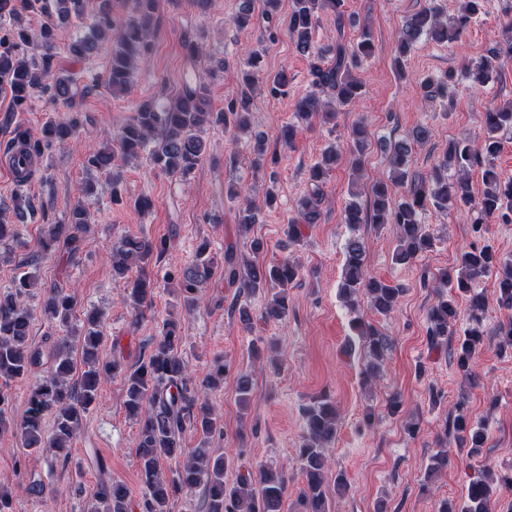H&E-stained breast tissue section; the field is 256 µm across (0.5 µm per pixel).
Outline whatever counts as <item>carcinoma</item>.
Instances as JSON below:
<instances>
[{
    "instance_id": "cac0c4a2",
    "label": "carcinoma",
    "mask_w": 512,
    "mask_h": 512,
    "mask_svg": "<svg viewBox=\"0 0 512 512\" xmlns=\"http://www.w3.org/2000/svg\"><path fill=\"white\" fill-rule=\"evenodd\" d=\"M457 13L447 16L438 3L412 15L398 32L395 59L399 74H405L402 58L423 39L449 44L459 40L473 19L482 13L486 0H459ZM281 0H239L232 23L244 29L256 17L264 21L260 39L273 41L281 29H286L297 52L309 62L310 90L295 106V121L280 129V140L294 141L299 126L315 119L333 121L338 110L358 102L363 83L357 70L372 56L374 43L367 31H362L353 42L343 39L344 25L356 26L352 16L345 15L344 0H292L288 16L280 15ZM159 0H134V10L126 19L115 14V0H0V87L9 90L15 105L23 109L38 94H45L65 109L61 116L48 119L38 136L28 130H17L10 142V151L24 160L16 169L19 193L15 214L21 216L32 209L31 201L23 193L31 178L36 158L55 144L75 138L83 125L81 112L76 108L79 94L77 79L53 73L57 29L64 23L77 20L88 27L89 33L69 45L70 55L88 59L99 50V41L112 39V57L105 84L115 96L128 93L138 62L151 50ZM42 16L39 29L31 31L22 21V11ZM334 15L337 37L319 44L315 40L321 14ZM260 52L248 53L242 72L240 92L224 101V109L213 112L208 107L205 87L184 84L171 101L158 104L152 100L139 104L128 122L112 136V141L90 150L85 156L89 170L102 171L108 176L112 202L121 199L119 185L121 169L116 158L125 161L148 152L153 167L169 176L186 179L206 156V145L201 137L206 126H222L238 136L246 131L255 89L277 99L288 94L285 73L263 79L256 74ZM512 60V18L502 25L501 41L490 51V56L467 71L476 87L486 86L492 74L503 63ZM453 71L443 79L422 81L424 98L445 99L455 83ZM485 131L481 150L475 151L464 139L448 141L439 162L425 176L410 173L416 146L426 144L432 131L419 124L405 135L383 144L390 165V175L377 180L371 187L367 204L350 203L344 210L343 223L352 231L344 245L342 296L349 301L366 298L370 309L388 316L405 292L400 285H390L366 274V250L363 237L358 234L362 224H393L399 233L393 259L398 264H410L418 256L433 248L434 237L422 215L429 207L446 210L450 206L464 207L475 212L472 231L480 236L485 221L496 219L501 224H512V178L501 179L495 170L494 159L501 148L500 133L512 131V102L490 104L479 115ZM368 146L366 127L357 123L351 130L349 163L354 172L361 170ZM251 163L257 169L274 167L278 156L269 153L265 137L254 134L249 144ZM342 155L334 146L328 147L309 169L308 189L296 202V216L288 221L285 235L288 243L298 245L303 240L302 230L319 222L327 176L336 169ZM484 167L485 189L478 198L471 195L468 175L472 167ZM258 221V208L246 200L239 209L237 230L248 234ZM89 224L86 207L78 203L69 211L67 223L50 225L40 240V252L26 258L23 270L11 281V290L0 292V380L22 379L34 370L50 363L47 373L35 381L25 403L18 429L26 448H54L63 454L86 420L99 396L100 383L120 376L126 388L125 409L139 421L136 455L144 493L137 506H131L127 489L118 483H100L92 491V498L105 505L103 512H171L173 496L197 488L204 494L205 512H282L287 491L285 475L269 466L239 474L236 481L224 479L225 460L213 457L205 448L195 449L171 479L162 477L159 462L163 458L176 459L184 454L180 442L182 432L190 427L202 437H210L222 427V418L215 414L201 390L209 389L215 380L224 376L225 365L214 363L212 372L197 382L189 375L179 353L183 341L178 313L171 312L162 323L160 338L151 352L134 367L114 359L101 362L98 348L103 340L104 312L88 309L84 313L80 334L60 337L54 351L44 350L29 343L30 328L36 315L65 330L74 316L78 300L60 288L49 289L36 305L29 303L35 276L29 268L64 247L70 256L81 250L82 233ZM19 243L17 225L0 217V247L13 252ZM167 251L164 240L126 236L112 245V274L124 277L132 269L127 300L134 317L143 316L152 306L155 280L147 272L149 266ZM214 257L209 243L202 242L195 250L191 264L173 268L165 279L176 284L179 305L191 308L198 302L202 288L213 278ZM497 273L496 302L512 310V262L497 257L493 248L484 245L462 252L454 266L439 272L437 300L430 307L427 335L433 345L448 341L459 319L460 311L453 291L467 297V328L456 345V366L463 376L471 374L475 354L488 335L485 318L488 298L474 289L480 278ZM301 275V265L284 260L269 266L239 262L233 250L224 252V280L237 286L248 296L262 293L267 296L263 318L282 321L288 316L289 288ZM351 326L368 357L365 380L370 382L379 373V361L388 346L386 335L374 324L356 316ZM80 347L83 370L76 371L71 357L74 346ZM453 437L461 452L468 458L479 456L487 436L483 425L473 424L467 416L466 399L454 405ZM51 420V429L45 428ZM305 433L298 448L297 458L305 479L300 505L303 512H328L326 448L336 437L338 415L336 405L328 396H321L303 409ZM512 490V472L494 476L489 470L474 476L465 494L458 500H446L437 512H491L497 491Z\"/></svg>"
}]
</instances>
